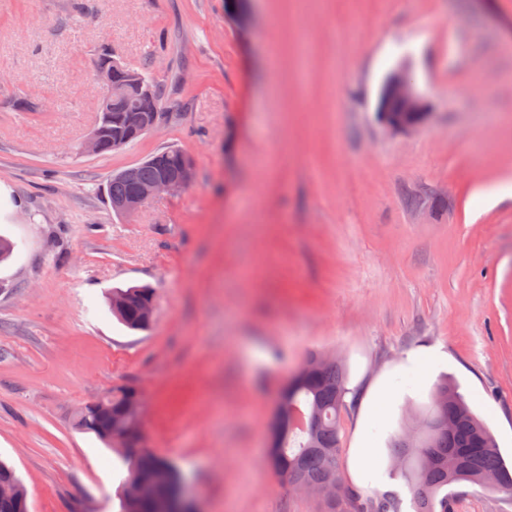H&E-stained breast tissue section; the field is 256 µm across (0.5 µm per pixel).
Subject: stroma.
I'll list each match as a JSON object with an SVG mask.
<instances>
[{"label": "stroma", "mask_w": 512, "mask_h": 512, "mask_svg": "<svg viewBox=\"0 0 512 512\" xmlns=\"http://www.w3.org/2000/svg\"><path fill=\"white\" fill-rule=\"evenodd\" d=\"M0 0V460L30 512H119L120 462L77 431L122 385L147 442L203 512H320L269 463L281 387L315 349L362 388L407 352L452 381L512 462V0ZM145 69L166 116L137 143L80 154L100 52ZM408 65L432 112L378 123ZM33 102L29 112L15 103ZM166 147L192 184L113 213V173ZM156 290L147 330L113 289ZM391 429L431 384L392 378ZM455 512L512 494L448 489Z\"/></svg>", "instance_id": "35a3bbf8"}]
</instances>
